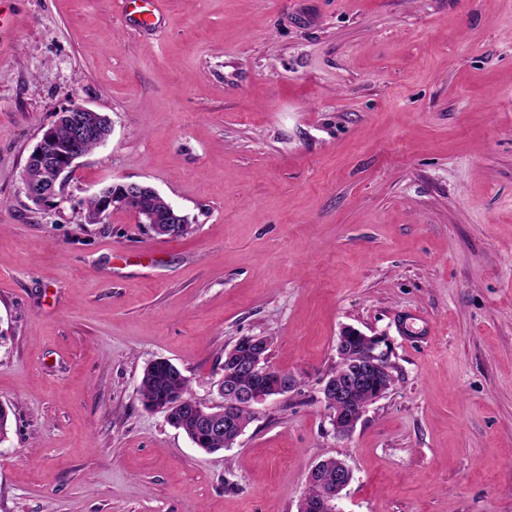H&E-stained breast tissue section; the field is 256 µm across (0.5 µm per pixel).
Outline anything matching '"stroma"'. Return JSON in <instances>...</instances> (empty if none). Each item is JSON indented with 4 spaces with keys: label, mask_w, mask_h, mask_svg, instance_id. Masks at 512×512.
Instances as JSON below:
<instances>
[{
    "label": "stroma",
    "mask_w": 512,
    "mask_h": 512,
    "mask_svg": "<svg viewBox=\"0 0 512 512\" xmlns=\"http://www.w3.org/2000/svg\"><path fill=\"white\" fill-rule=\"evenodd\" d=\"M0 512H512V0H0ZM111 134L61 204L21 190L58 112ZM144 182L192 231L126 210ZM394 384L337 438L343 327ZM268 337L294 390L233 447L195 448L138 391L165 358L221 404L224 354ZM149 194L161 199L159 203H163L168 207L169 212L167 216L169 218L166 224L172 225L176 238L187 235L191 228L188 217L184 219V224L172 222V220L179 219L180 216L172 213V206L166 203L154 188L140 182L113 181L101 184L91 195V197H96L99 201L95 198L88 199L85 212L81 215V220L83 219L86 224H94L99 210L101 211L100 221H102L112 210L126 209L136 215L139 223L152 224L157 233L165 234L168 232L166 224H156L153 211L143 205L144 199ZM142 215L145 216L147 222L142 220ZM334 461V468L325 470V476L321 482H308V487L305 495L316 496L322 493L327 484L326 480L331 482L326 491L319 497L303 496L299 504V512H339L337 508V500L340 498L342 491L348 486L352 479V471L344 459L332 457Z\"/></svg>",
    "instance_id": "1"
}]
</instances>
